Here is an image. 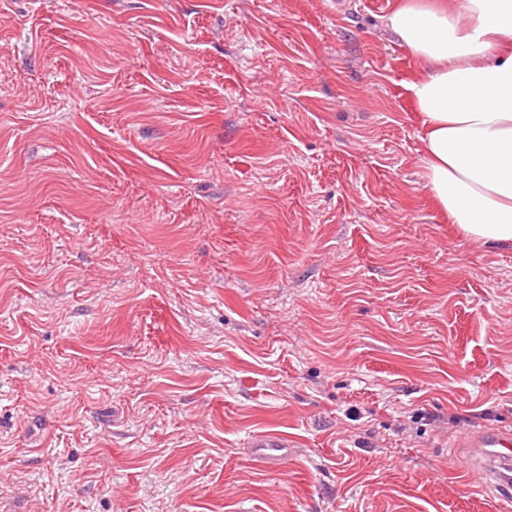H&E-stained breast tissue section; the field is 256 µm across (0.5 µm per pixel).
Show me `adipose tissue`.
Wrapping results in <instances>:
<instances>
[{"label": "adipose tissue", "instance_id": "obj_1", "mask_svg": "<svg viewBox=\"0 0 512 512\" xmlns=\"http://www.w3.org/2000/svg\"><path fill=\"white\" fill-rule=\"evenodd\" d=\"M385 24L423 66L410 89L431 194L466 239L512 247V0H402Z\"/></svg>", "mask_w": 512, "mask_h": 512}]
</instances>
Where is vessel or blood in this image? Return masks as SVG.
<instances>
[{
    "instance_id": "vessel-or-blood-1",
    "label": "vessel or blood",
    "mask_w": 512,
    "mask_h": 512,
    "mask_svg": "<svg viewBox=\"0 0 512 512\" xmlns=\"http://www.w3.org/2000/svg\"><path fill=\"white\" fill-rule=\"evenodd\" d=\"M250 446L253 456L267 460L270 466L279 467L288 463V445L275 435L258 436L251 441ZM476 446L478 456L475 463L482 473V491L499 502L511 501L512 433L484 432Z\"/></svg>"
}]
</instances>
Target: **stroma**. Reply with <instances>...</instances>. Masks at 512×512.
<instances>
[{"label": "stroma", "mask_w": 512, "mask_h": 512, "mask_svg": "<svg viewBox=\"0 0 512 512\" xmlns=\"http://www.w3.org/2000/svg\"><path fill=\"white\" fill-rule=\"evenodd\" d=\"M399 2L0 0V512H495L512 249L427 187ZM478 449L476 467L482 473L481 489L501 504L512 499V433L484 432L474 445ZM252 448L251 455L267 460L272 467L288 464V443L273 434L260 435L248 445Z\"/></svg>", "instance_id": "1"}]
</instances>
